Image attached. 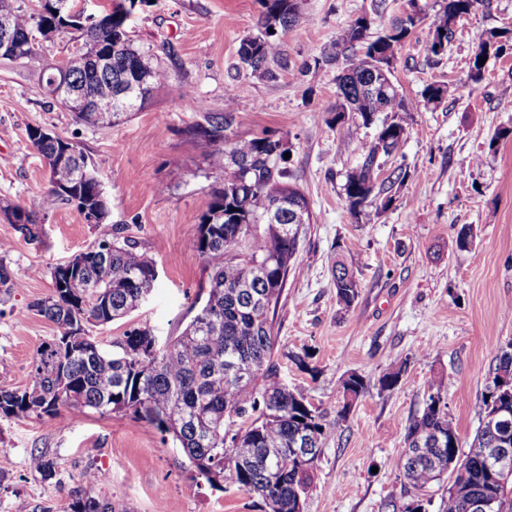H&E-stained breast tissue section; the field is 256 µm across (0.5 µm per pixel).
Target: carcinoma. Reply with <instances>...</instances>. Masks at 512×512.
<instances>
[{
    "label": "carcinoma",
    "mask_w": 512,
    "mask_h": 512,
    "mask_svg": "<svg viewBox=\"0 0 512 512\" xmlns=\"http://www.w3.org/2000/svg\"><path fill=\"white\" fill-rule=\"evenodd\" d=\"M144 0H119L104 25L89 27L90 15L72 14L60 0H38L36 12L0 0V14L10 16L11 29L20 40L40 26L48 33L73 30L91 46L96 61L72 74L74 83L98 100L112 101V110L127 116L142 108L153 91L166 84L168 72L151 63L147 52L136 47L128 32L132 10ZM475 0H444L442 10L429 23L432 38L427 52L441 57L448 44L462 37L458 21L467 15ZM264 11L259 33L244 38L238 50L245 69L261 78L273 79L275 63L289 69L279 30L298 29L305 23L296 0H261ZM421 18L416 13L396 19L376 32L357 17L331 48L314 59L317 66H332L338 59L349 63L345 74L336 76L337 99L333 111L336 130L351 137L368 126L378 112H391L376 139L363 146L359 166L342 185L349 209L355 213L369 201L388 192L377 184L375 171L406 139L401 113L408 104L396 88L380 97L378 85L386 77L371 72L367 60H393L396 50L410 36ZM497 35L477 33L472 37L475 54L471 73L479 79L490 43ZM23 62L36 68L47 81L54 68L44 64L40 51L25 49ZM129 96L117 97L122 88ZM354 117L342 120V114ZM206 124L193 130L196 146L204 156L218 148L238 158L224 168V186L212 192L209 208L194 221V244L199 257L213 265L207 296L195 315L176 336L161 338L147 326H133L112 339L105 348L92 337L71 344L61 353L58 342L83 331L81 322L95 286L97 325L123 319L139 308V297L151 292L158 274L154 261L136 250L119 229L107 223L108 208L98 198V183L79 176L77 166L58 163L65 147L85 161L79 147L66 139L47 134L28 139L50 168L49 187L34 208L30 224L48 215L61 201L73 204L83 220L93 210L101 214L95 224L96 245L106 249L109 262L87 263L66 275L52 277L53 292L33 303L37 313L60 329L55 339L42 343L30 371L31 399L18 389L0 388V415L35 416L49 422L64 409H93L101 414L132 413L162 434V445L172 442L181 448L196 475L211 488L224 490L231 484L274 504L272 512H301L312 484L314 460L309 464L290 459L287 448L304 440L321 448L325 416L299 391L288 387L274 362L277 336L273 318L288 280L296 274V238L288 234V208L281 209L279 223L268 224V206L285 192L300 190L288 182L290 174L284 154L277 152L282 137L264 131L252 138L234 135L235 117L230 112L211 113ZM215 223H210V220ZM336 301L348 307L359 296L360 281L343 261L332 265ZM489 375L485 406L499 407L512 414V346L500 348ZM237 430H231L236 422ZM457 428L442 401L441 390L429 394L422 414L414 417L405 433V448L394 462L413 490L402 506L389 501L382 512H416L432 485L450 472L454 479L441 499L440 512H469V497L481 495L494 500L493 512H512V481L501 484L487 477L486 448L494 433L480 428L464 459H459ZM30 467L45 479L56 476V461L44 452L31 455ZM70 512H125L110 498L74 492Z\"/></svg>",
    "instance_id": "1"
}]
</instances>
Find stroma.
Here are the masks:
<instances>
[{
  "label": "stroma",
  "instance_id": "35a3bbf8",
  "mask_svg": "<svg viewBox=\"0 0 512 512\" xmlns=\"http://www.w3.org/2000/svg\"><path fill=\"white\" fill-rule=\"evenodd\" d=\"M442 2L386 0L374 19L379 28L411 7L421 17L391 67L409 110L407 138L387 166L408 177L393 187L389 208L376 202L358 214L350 213L342 185L387 115L377 113L356 138L338 134L337 71L312 61L353 19L371 13L372 0H298L307 24L283 33L291 68L274 79L239 63L241 40L258 32L259 0H148L135 7L129 34L169 79L112 127L76 121L46 95L36 72L0 60V240L11 244L0 263L18 282L0 287V387L26 386L36 350L58 334L31 309L51 294V269L97 238L66 203L45 217L34 239L7 220L4 207L31 206L47 186L28 128L79 146L102 183L109 223L157 265L146 303L124 320L89 327L105 346L134 325L174 336L193 317L212 267L195 249L192 221L223 186L228 160L221 151L202 156L190 130L205 113L230 112L238 137L283 136L292 182L311 211L296 254L300 273L289 276L275 313L279 374L327 422L304 512H381L385 502H405L410 488L393 462L410 419L441 391L461 446H469L495 352L512 344L505 310L512 302V0H477L462 20L465 29L496 32L507 45L487 56L478 80L468 39L443 57L427 54L429 22ZM433 82L447 87L436 106L423 99ZM183 87L194 103L180 97ZM465 226L472 239L460 250L455 239ZM339 256L361 282L348 308L337 304L332 283ZM296 354L306 355L305 365L293 362ZM354 372L366 390L340 422L342 383ZM391 372L397 384L382 388ZM36 451L54 457V479L31 469ZM89 468L107 475L91 495L112 497L126 512H262L258 497L195 478L180 448L162 447L158 430L131 415L72 409L50 423L0 417V512H69Z\"/></svg>",
  "mask_w": 512,
  "mask_h": 512
}]
</instances>
